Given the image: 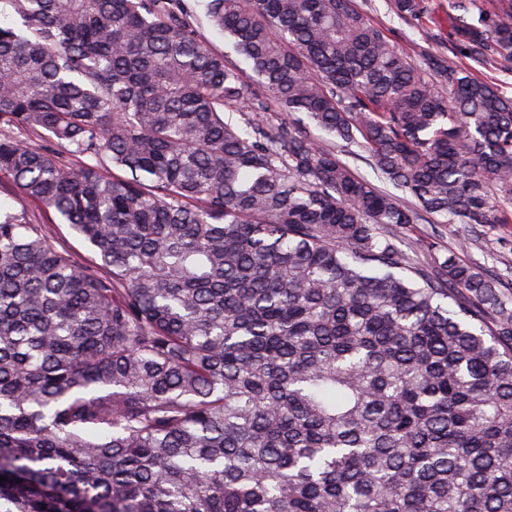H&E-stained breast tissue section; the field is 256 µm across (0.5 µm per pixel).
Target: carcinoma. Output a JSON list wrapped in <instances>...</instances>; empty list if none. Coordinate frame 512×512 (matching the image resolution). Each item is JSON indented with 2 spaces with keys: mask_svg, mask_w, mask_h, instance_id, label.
<instances>
[{
  "mask_svg": "<svg viewBox=\"0 0 512 512\" xmlns=\"http://www.w3.org/2000/svg\"><path fill=\"white\" fill-rule=\"evenodd\" d=\"M0 2V184L97 257L0 206V512H512V296L401 248L512 224V0ZM383 1L385 0H368V5L371 3V7L366 9L369 21L375 26L381 27L390 41L397 44L413 58L420 49L427 47L422 39L423 32L420 28L418 30L409 27L400 22L397 18L390 19V17L385 14L386 10ZM197 30L209 41V43L217 50L224 51V55L233 64H237L243 68L246 67L243 59L237 55L231 44L224 40V35L215 30L207 21L203 12L198 8L193 19ZM361 155L363 156L364 153L358 146L352 145L348 148L342 147V142L337 140L336 156L339 160L347 163L357 177L363 178L378 187H385V184H383L376 177L373 170L369 167L365 160L362 159ZM0 200L2 204L5 203L15 210H25L33 224L46 225L58 249H67L82 258L94 256L90 246L73 233L67 224H60L53 211L47 210L19 194L7 196L1 193Z\"/></svg>",
  "mask_w": 512,
  "mask_h": 512,
  "instance_id": "1",
  "label": "carcinoma"
}]
</instances>
